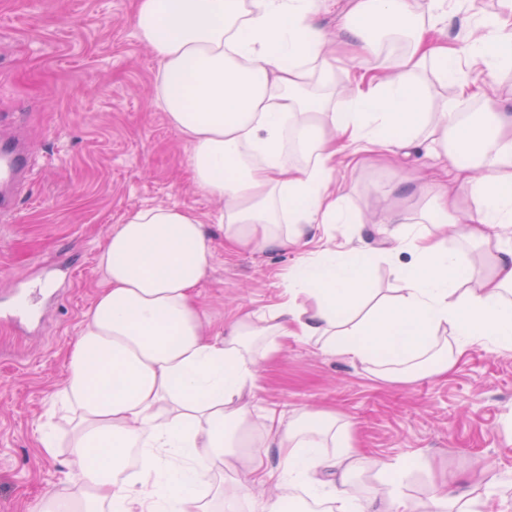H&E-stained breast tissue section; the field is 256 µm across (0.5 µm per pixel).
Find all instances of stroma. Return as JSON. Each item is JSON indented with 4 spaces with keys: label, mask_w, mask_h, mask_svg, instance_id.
<instances>
[{
    "label": "stroma",
    "mask_w": 512,
    "mask_h": 512,
    "mask_svg": "<svg viewBox=\"0 0 512 512\" xmlns=\"http://www.w3.org/2000/svg\"><path fill=\"white\" fill-rule=\"evenodd\" d=\"M137 0H0V135L19 133L32 150L28 173L0 213V512H33L67 488L68 450L37 451L39 428L65 380L64 358L103 286L98 255L115 225L153 205L191 208L205 223L212 257L198 287L211 333L245 312L262 314L284 299V277L301 249L233 251L224 245L216 201L192 179L189 149L154 97L160 61L134 26ZM498 0H464L448 14L450 41L477 34ZM424 153L395 160L379 147L336 167V186L353 224L329 225L316 249H349L366 240L376 255L372 287L390 297L409 253L383 255L377 229L401 213L438 229L473 273L490 260L483 245L460 244L458 225L423 215L422 200L386 197L381 181L430 171ZM39 293L42 319L20 327L14 308ZM248 401L297 414L335 412L381 464L414 466L403 481L411 498L432 481L474 476L496 486L485 512H512L500 496L512 484V350L474 348L443 377L392 382L366 365L289 339L263 362Z\"/></svg>",
    "instance_id": "stroma-1"
}]
</instances>
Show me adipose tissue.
I'll use <instances>...</instances> for the list:
<instances>
[{"label": "adipose tissue", "instance_id": "adipose-tissue-1", "mask_svg": "<svg viewBox=\"0 0 512 512\" xmlns=\"http://www.w3.org/2000/svg\"><path fill=\"white\" fill-rule=\"evenodd\" d=\"M500 6L462 49L444 33L448 0H426L419 13L410 0H347L332 44L315 22L319 0H137L134 25L160 60L156 98L189 147L195 185L224 203L217 221L228 247L301 245L325 225L350 223L333 173L362 142L395 154L429 143L438 163L417 193L448 218L461 188L477 184L482 206L462 236L487 243L490 229L512 224V115L479 111L461 121L448 103L426 111L421 77L453 79L463 100L465 62L511 70L512 0ZM395 34L407 37L402 53L381 50L380 36ZM336 45L347 51L354 85L339 116L309 92L315 84L335 90ZM290 138L302 162L289 158ZM478 162L487 168L479 179ZM392 221L394 252L412 256L393 297L371 288L373 249L362 243L299 262L287 302L214 335L197 299L212 256L203 222L178 206L129 213L99 254L105 286L51 406L71 424L70 437L61 440L47 421L38 439L48 457L68 446L77 490L45 496L39 512H223L246 483L264 481L273 448L281 483L325 512H481L468 485L406 498L388 466L380 488L360 494L355 477L374 463L349 424L327 411L258 415L245 401L260 363L291 338L389 381L447 375L476 346L512 347V243H495L474 277L438 236ZM364 300L369 311L354 316ZM134 450L140 474L131 481L123 472ZM217 461L236 481L210 498L204 488Z\"/></svg>", "mask_w": 512, "mask_h": 512}]
</instances>
